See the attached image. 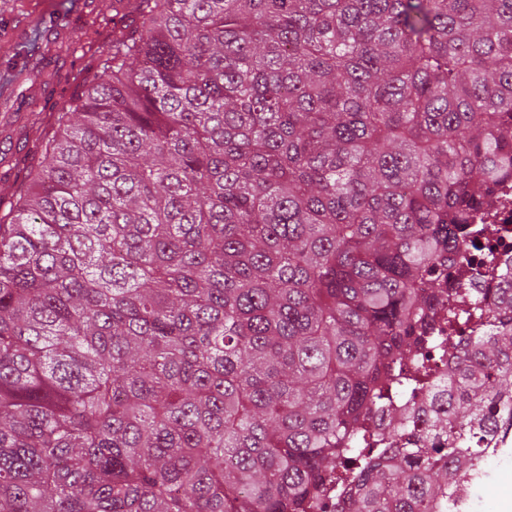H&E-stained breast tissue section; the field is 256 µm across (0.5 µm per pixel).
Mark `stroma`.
<instances>
[{
	"label": "stroma",
	"instance_id": "obj_1",
	"mask_svg": "<svg viewBox=\"0 0 512 512\" xmlns=\"http://www.w3.org/2000/svg\"><path fill=\"white\" fill-rule=\"evenodd\" d=\"M133 0H0V201L34 165L37 128L49 127L91 75L112 41V19ZM499 466L481 469L490 498L469 500L467 512H500L512 497V437Z\"/></svg>",
	"mask_w": 512,
	"mask_h": 512
}]
</instances>
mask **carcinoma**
I'll use <instances>...</instances> for the list:
<instances>
[{
	"label": "carcinoma",
	"mask_w": 512,
	"mask_h": 512,
	"mask_svg": "<svg viewBox=\"0 0 512 512\" xmlns=\"http://www.w3.org/2000/svg\"><path fill=\"white\" fill-rule=\"evenodd\" d=\"M133 14L0 213V512H448L512 431V0Z\"/></svg>",
	"instance_id": "carcinoma-1"
}]
</instances>
